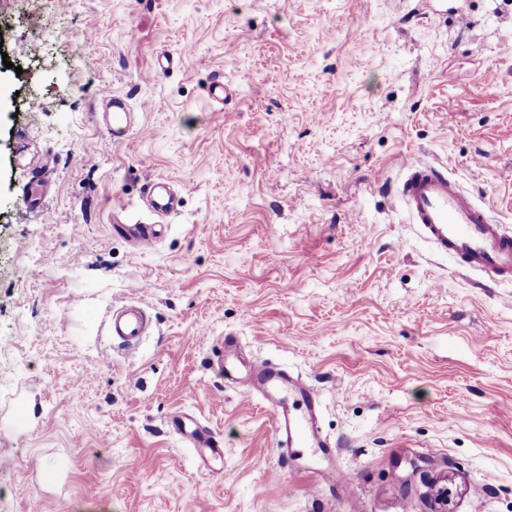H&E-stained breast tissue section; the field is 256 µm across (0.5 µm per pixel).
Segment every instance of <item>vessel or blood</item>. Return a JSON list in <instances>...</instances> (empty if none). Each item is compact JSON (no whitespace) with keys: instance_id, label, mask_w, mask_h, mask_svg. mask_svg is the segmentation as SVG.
<instances>
[{"instance_id":"obj_1","label":"vessel or blood","mask_w":512,"mask_h":512,"mask_svg":"<svg viewBox=\"0 0 512 512\" xmlns=\"http://www.w3.org/2000/svg\"><path fill=\"white\" fill-rule=\"evenodd\" d=\"M130 124L129 105L113 99L108 117L113 137L123 136ZM147 196L155 212H172L166 179L154 180ZM400 199L412 223L437 252L453 256L464 271L478 273L488 282L512 281V234L495 223L487 207L463 191L445 170L424 161L406 163ZM120 230L141 250L153 246L158 238L153 224H124ZM109 330L120 347L132 350L148 335L150 319L146 310L133 301L113 311ZM215 363L228 378L246 374L252 392L269 406L281 443L292 448H328V441L318 429L321 402L310 386L267 362L239 356L228 360L219 352ZM177 430L195 441L197 447L207 448L210 456L223 457V449L194 429L192 419L182 420Z\"/></svg>"}]
</instances>
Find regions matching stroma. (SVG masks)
I'll list each match as a JSON object with an SVG mask.
<instances>
[{
    "label": "stroma",
    "instance_id": "35a3bbf8",
    "mask_svg": "<svg viewBox=\"0 0 512 512\" xmlns=\"http://www.w3.org/2000/svg\"><path fill=\"white\" fill-rule=\"evenodd\" d=\"M0 51V512H512V281L396 199L427 159L512 231V0H0ZM228 336L319 391L328 453L281 446ZM129 105L122 99H112V112L108 115V126L112 130L113 139L120 138L128 132L131 124ZM168 180L166 178H157L147 190L151 207L159 214H169L174 210L172 199L168 192ZM121 232L130 236L138 249L143 250L154 245L158 238L157 224H120ZM109 330L118 341V345L126 350H134L147 336L150 330V319L146 310L135 301L112 311L109 319ZM194 424L195 422L193 419L185 418V420H182L180 425L177 426L176 431L180 434L188 435L193 441H195V447L207 448L210 456L216 459H221L224 455V448H215L218 447V444L214 443L210 438L200 434L196 428L193 429L192 425Z\"/></svg>",
    "mask_w": 512,
    "mask_h": 512
}]
</instances>
